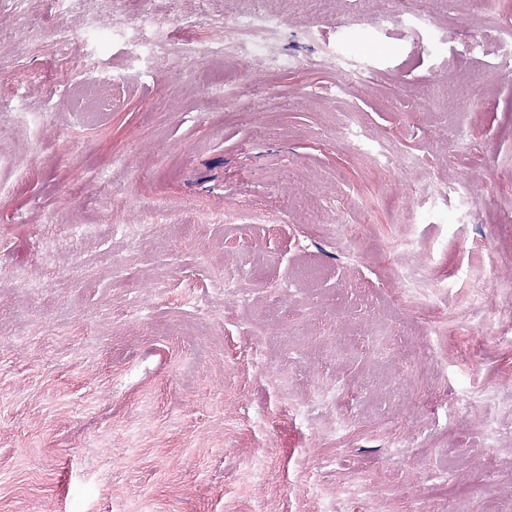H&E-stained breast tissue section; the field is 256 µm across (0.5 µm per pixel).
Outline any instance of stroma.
Instances as JSON below:
<instances>
[{
    "mask_svg": "<svg viewBox=\"0 0 512 512\" xmlns=\"http://www.w3.org/2000/svg\"><path fill=\"white\" fill-rule=\"evenodd\" d=\"M247 4L0 0V103L19 114L0 133V512H347L336 491L354 484L376 491L370 512L512 498V326L459 322L512 270V0H434L427 22L399 0L318 17L268 0L264 70L245 46L181 59ZM115 12L161 19L165 66L133 64L136 31L85 40ZM344 30L381 53L335 54ZM101 75L111 111H78ZM421 205L455 220L419 223ZM134 208L171 220L113 235ZM210 212L228 218L198 223ZM82 224L96 234L72 245ZM402 273L423 276L420 306L392 301ZM366 316L383 355L353 349ZM425 343L436 360L408 368ZM338 383L362 394L342 435L340 404L317 402ZM486 410L506 432L491 446Z\"/></svg>",
    "mask_w": 512,
    "mask_h": 512,
    "instance_id": "stroma-1",
    "label": "stroma"
}]
</instances>
